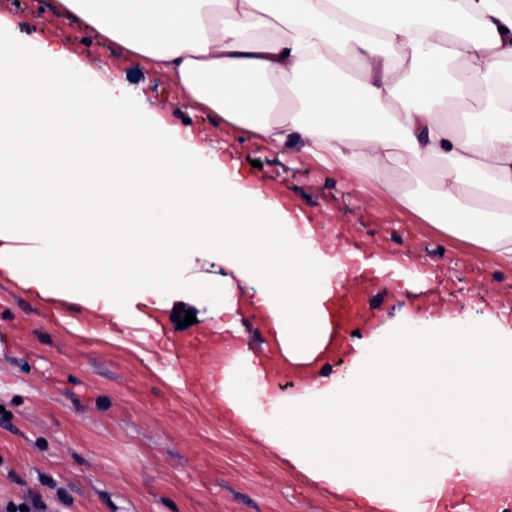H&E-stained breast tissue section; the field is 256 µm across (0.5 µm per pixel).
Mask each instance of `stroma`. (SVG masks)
Instances as JSON below:
<instances>
[{"mask_svg": "<svg viewBox=\"0 0 512 512\" xmlns=\"http://www.w3.org/2000/svg\"><path fill=\"white\" fill-rule=\"evenodd\" d=\"M0 23L12 30V51L46 41L77 54L79 79L98 80L101 100L121 91L142 111L163 113L167 125L189 127L227 168L279 187L321 236L427 269L431 285L413 298L380 280L371 334L395 331L413 301L512 323V268L407 205L413 175H355L342 163L325 165L299 136L276 144L240 136L201 108L164 111L168 74L80 19L61 21L57 0H0ZM188 265L231 288L237 308L219 315L209 295H174L159 333L143 304L114 324L79 304L41 299L23 276H0V331L12 338L0 348V512L30 493L48 512H365L360 499L328 492L271 453L263 434L243 430L225 410L224 339L262 360L271 324L242 306L259 291L246 271L199 254ZM178 306L194 324L178 326Z\"/></svg>", "mask_w": 512, "mask_h": 512, "instance_id": "35a3bbf8", "label": "stroma"}]
</instances>
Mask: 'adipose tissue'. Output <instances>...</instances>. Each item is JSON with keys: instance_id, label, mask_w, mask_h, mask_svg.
Here are the masks:
<instances>
[{"instance_id": "obj_1", "label": "adipose tissue", "mask_w": 512, "mask_h": 512, "mask_svg": "<svg viewBox=\"0 0 512 512\" xmlns=\"http://www.w3.org/2000/svg\"><path fill=\"white\" fill-rule=\"evenodd\" d=\"M103 39L167 72L191 102L248 134L358 159L364 173L425 168L408 196L452 235L512 266V8L501 0H58ZM50 48L0 66V274L107 321L166 305L173 286L232 310L227 288L188 277L202 246L262 283L287 329L280 355L314 361L330 290L312 226L289 224L261 189L199 162L178 128L95 83L69 85ZM288 80L281 97L275 77ZM471 99L453 125L440 104ZM374 358L286 399L275 421L227 359L220 399L272 452L370 512H432L488 450L512 455V326L469 314L426 318ZM454 451L434 472L424 443Z\"/></svg>"}]
</instances>
